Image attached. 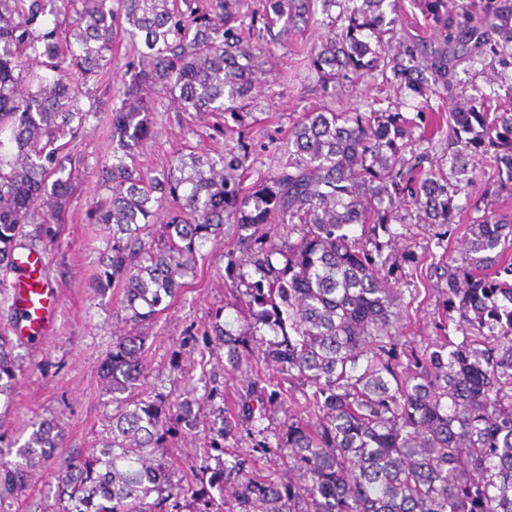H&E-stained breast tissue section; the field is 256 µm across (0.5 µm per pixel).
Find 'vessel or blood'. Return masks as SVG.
Masks as SVG:
<instances>
[{
	"instance_id": "obj_1",
	"label": "vessel or blood",
	"mask_w": 512,
	"mask_h": 512,
	"mask_svg": "<svg viewBox=\"0 0 512 512\" xmlns=\"http://www.w3.org/2000/svg\"><path fill=\"white\" fill-rule=\"evenodd\" d=\"M15 261L11 300L20 319L14 332L20 336H45L58 306V295L43 276L45 258L27 251L16 253Z\"/></svg>"
}]
</instances>
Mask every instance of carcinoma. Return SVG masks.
Wrapping results in <instances>:
<instances>
[{"label": "carcinoma", "instance_id": "cac0c4a2", "mask_svg": "<svg viewBox=\"0 0 512 512\" xmlns=\"http://www.w3.org/2000/svg\"><path fill=\"white\" fill-rule=\"evenodd\" d=\"M330 27L310 63L332 83L373 70L383 57L372 38L393 26L395 0H352L335 16L336 0H320ZM229 0H0V288L15 272L13 256L35 203L48 224L72 194V155L88 112L82 85L106 73L118 34L141 45L143 80L160 87L182 112H236L255 81L250 40L239 7ZM314 0H266L261 20L288 34L307 23ZM425 12L443 42L458 30L484 40L507 62L504 46L485 38L500 27V11L467 8L448 15L444 0ZM392 81L429 107L448 86V56H422L403 46L392 56ZM430 76H425V72ZM450 130L455 183L432 170L397 167L407 147L398 116L367 112H308L288 132L292 171L262 180L249 192L230 177L238 156L190 151L161 170L138 166V148L152 135L149 114L125 98L111 110L112 163L98 176L110 191L96 214L112 230L96 288L116 284L137 324L174 299L195 264L194 254L224 222L254 227L253 244L267 288L252 289L255 326L282 335L271 356L312 392L288 423V452L297 483L246 486L260 512H512V221L488 216L464 242V265H448L445 307L459 314L462 340L425 347L407 366L398 361L394 318L409 314L382 273L378 230L395 221L385 201L405 190L436 224H450L457 196L472 183L469 157H492L495 184L512 190V110L490 115L485 101L460 91ZM163 243L142 245L163 202ZM278 218L299 239L283 252ZM284 258L272 265L273 255ZM145 337L123 336L103 364L105 393L116 404L112 430L99 454L76 460L57 479L61 512H156L172 489L156 458L171 420L196 425L193 403H144L131 392L144 375ZM16 374L8 329L0 328V395ZM60 447L50 426L34 428L19 449L14 478Z\"/></svg>", "mask_w": 512, "mask_h": 512}]
</instances>
